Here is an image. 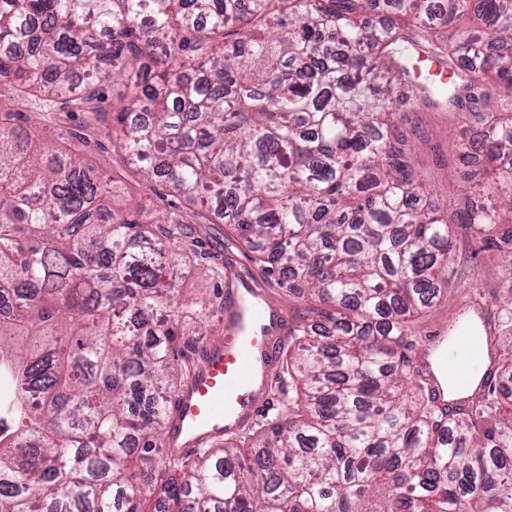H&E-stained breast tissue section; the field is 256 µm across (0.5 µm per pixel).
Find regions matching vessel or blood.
<instances>
[{
	"label": "vessel or blood",
	"mask_w": 512,
	"mask_h": 512,
	"mask_svg": "<svg viewBox=\"0 0 512 512\" xmlns=\"http://www.w3.org/2000/svg\"><path fill=\"white\" fill-rule=\"evenodd\" d=\"M490 312L457 311L437 324L416 354L415 368L430 385L444 411L463 405L472 375L487 378L496 349L483 337L468 334L472 319L487 321ZM283 330L280 309L256 290L245 273L224 291V334L203 345L185 385L172 403L166 447L187 455L211 440L237 432L269 412L276 341Z\"/></svg>",
	"instance_id": "obj_1"
}]
</instances>
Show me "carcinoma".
Here are the masks:
<instances>
[{"label":"carcinoma","instance_id":"obj_1","mask_svg":"<svg viewBox=\"0 0 512 512\" xmlns=\"http://www.w3.org/2000/svg\"><path fill=\"white\" fill-rule=\"evenodd\" d=\"M238 2L0 0V78L85 112L124 81L127 160L321 304L288 330L273 413L162 453L192 370L171 359L180 318L204 309L142 249L145 212L114 209L108 183L0 109V294L25 289L0 320V512H512V350L448 413L406 354L448 295L451 226L512 214V0ZM413 45L463 75L413 77ZM420 106L457 119L462 207L415 176L399 122ZM493 331L512 332V288Z\"/></svg>","mask_w":512,"mask_h":512}]
</instances>
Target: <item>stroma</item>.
<instances>
[{"label": "stroma", "instance_id": "1", "mask_svg": "<svg viewBox=\"0 0 512 512\" xmlns=\"http://www.w3.org/2000/svg\"><path fill=\"white\" fill-rule=\"evenodd\" d=\"M122 90V84L102 83L96 111L71 112L60 101L49 100L44 94L22 95L13 83L0 79V104L11 108L14 126L32 131L48 146L76 153L95 173L111 179L115 197L122 199L125 206L146 205L156 218L182 216L185 226L178 245L195 250L197 258L193 268L177 270L179 288L184 298L200 301L207 308L205 318L181 324L175 357L179 362L191 363L203 342L217 336L221 326L224 281L212 272L217 259L243 265L247 258L237 242L227 239L225 224L195 223L188 204L167 195L148 181L137 165L125 160L115 131L116 106ZM402 128L414 136V167L420 181L435 198L458 194L461 184L448 166L457 134L453 116L447 112H406L402 115ZM505 230V225H494L485 237L456 230V256L447 269L448 297L418 317V336H427L438 322L458 309L461 288L480 289L489 302L505 297L507 288L512 286V264L487 242L488 237L501 236Z\"/></svg>", "mask_w": 512, "mask_h": 512}]
</instances>
